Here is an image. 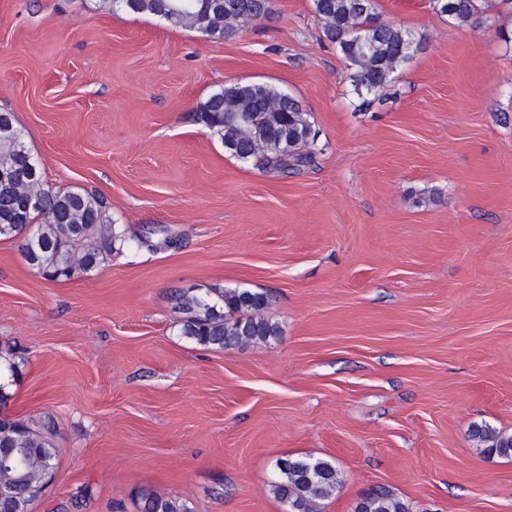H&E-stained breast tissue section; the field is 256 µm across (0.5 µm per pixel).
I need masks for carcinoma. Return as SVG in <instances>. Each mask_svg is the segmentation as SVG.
<instances>
[{
    "label": "carcinoma",
    "mask_w": 512,
    "mask_h": 512,
    "mask_svg": "<svg viewBox=\"0 0 512 512\" xmlns=\"http://www.w3.org/2000/svg\"><path fill=\"white\" fill-rule=\"evenodd\" d=\"M131 14L168 20L174 27L196 29L212 39L234 35L244 25L270 12L269 0H235L239 6L210 7L208 0H103ZM312 0L322 22L323 37L336 46L355 94L380 96L393 74L419 49L410 30L380 19L375 0ZM440 14L460 24L478 11L476 0H435ZM197 120L220 139L230 156L256 161L264 169L299 174L314 162L316 134L307 112L294 96L264 83H227L212 92L197 110ZM10 128L0 133V237L14 238L28 226L37 233L24 239L29 264L46 280H72L97 268L112 255L118 235L102 199L87 191H54L45 184L37 158L27 148L13 113L0 116ZM181 317V334L219 349L266 342L280 328L264 316L268 298L243 288L226 289L218 300L189 295L171 296ZM474 438L487 443L490 455L512 457V436L484 426ZM55 428H36L21 419L0 417V485L11 487L0 500V512H29L31 503L48 486L58 455ZM340 484L335 467L323 460L288 458L278 466L272 493L288 504L289 512H320L321 501ZM140 512H192L188 501L144 493ZM356 512H409V506L385 488L370 490Z\"/></svg>",
    "instance_id": "1"
}]
</instances>
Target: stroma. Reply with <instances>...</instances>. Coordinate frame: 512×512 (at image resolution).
Returning a JSON list of instances; mask_svg holds the SVG:
<instances>
[{
  "mask_svg": "<svg viewBox=\"0 0 512 512\" xmlns=\"http://www.w3.org/2000/svg\"><path fill=\"white\" fill-rule=\"evenodd\" d=\"M420 49L362 104L311 0L211 39L99 0H0V111L46 183L101 197L112 257L51 282L0 238V411L57 426L31 512H137L154 491L193 512H286L282 458L331 462L322 512L383 485L411 512H512V8L471 24L431 0H376ZM230 82L297 97L314 163H243L196 120ZM152 233L156 250L134 234ZM173 245H164V237ZM247 288L277 339L203 346L170 295ZM474 438L489 443L485 451L489 455L512 457V436L502 435L487 426L477 427L473 430Z\"/></svg>",
  "mask_w": 512,
  "mask_h": 512,
  "instance_id": "35a3bbf8",
  "label": "stroma"
}]
</instances>
